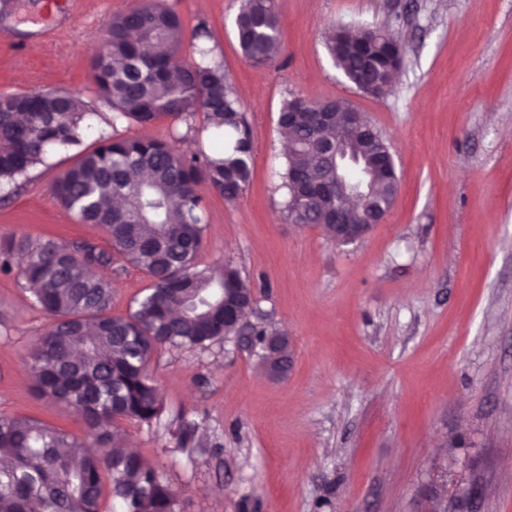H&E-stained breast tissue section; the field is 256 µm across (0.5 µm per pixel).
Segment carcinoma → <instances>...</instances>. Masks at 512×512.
Here are the masks:
<instances>
[{"instance_id": "carcinoma-1", "label": "carcinoma", "mask_w": 512, "mask_h": 512, "mask_svg": "<svg viewBox=\"0 0 512 512\" xmlns=\"http://www.w3.org/2000/svg\"><path fill=\"white\" fill-rule=\"evenodd\" d=\"M234 33L242 56L254 65L273 63L281 53L278 0H240ZM180 15L161 0H131L107 20L103 49L95 58L97 98L112 110V126L134 123L148 129L185 121L202 112L213 144L190 156L151 135L101 136L83 150L87 114L95 111L80 93L51 89L0 95V186L10 185L47 164L54 149H78L79 159L52 184L60 203L84 224L98 226L112 251L90 243L66 244L25 235L0 239V271L26 257L19 277L38 285L33 302L53 317L37 336L27 362L40 395L78 413L85 434L76 435L29 417H0V512H102L104 494L124 512H181L178 493L154 467L125 448L124 422L150 425L165 413L150 370L162 349L205 348L223 336L224 308L255 299L254 288L229 261L199 267L205 229L198 186L207 182L229 203L249 183L254 148L242 101L224 60L210 46L202 22L192 32L193 54L184 58ZM151 45L166 52L153 55ZM327 49L347 80L376 95L389 87L390 60L402 61L393 36L345 25L327 35ZM320 108L344 114L334 101L314 102L291 93L278 125L288 130L280 188L290 224L329 230L324 211L299 198L300 175H321L323 150L309 142L307 114ZM353 149L375 163L385 146L358 142ZM398 180L373 182L372 204L398 194ZM116 261L139 268L150 281L126 314H112V283L98 270ZM291 349L259 351L269 371H288Z\"/></svg>"}]
</instances>
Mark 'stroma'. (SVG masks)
I'll list each match as a JSON object with an SVG mask.
<instances>
[{"label": "stroma", "instance_id": "35a3bbf8", "mask_svg": "<svg viewBox=\"0 0 512 512\" xmlns=\"http://www.w3.org/2000/svg\"><path fill=\"white\" fill-rule=\"evenodd\" d=\"M202 21L243 102L254 145L234 203L208 184L200 261H232L258 309L292 341L265 374L227 339L152 360L168 413L205 430L180 448L165 426L126 423L131 447L181 496L183 512H512V0H280L282 53L244 59L239 0H165ZM129 0H0V94L63 88L96 99L100 32ZM382 29L404 46L393 92L353 86L325 47L329 28ZM296 93L342 99L389 145L399 194L383 224L339 246L286 223L278 113ZM205 117L150 135L210 148ZM77 160L55 150L0 189V238L110 241L53 196ZM49 321L17 273H0V417L73 433L79 416L37 397L25 364ZM259 357L269 371L276 376L282 375L288 371V360L291 356V349L287 343L280 344L275 350V354H267L259 347ZM276 365H280L276 367Z\"/></svg>", "mask_w": 512, "mask_h": 512}]
</instances>
